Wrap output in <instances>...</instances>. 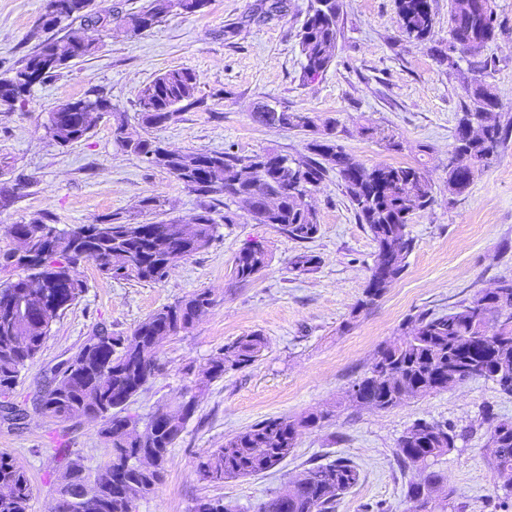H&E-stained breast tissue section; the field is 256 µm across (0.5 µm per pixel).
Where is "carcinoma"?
Returning a JSON list of instances; mask_svg holds the SVG:
<instances>
[{"label": "carcinoma", "instance_id": "cac0c4a2", "mask_svg": "<svg viewBox=\"0 0 512 512\" xmlns=\"http://www.w3.org/2000/svg\"><path fill=\"white\" fill-rule=\"evenodd\" d=\"M60 9L45 16L42 28L55 31L80 19L99 22L90 10V0H58ZM209 0H150L142 11L127 18L124 33L136 36L173 11L202 12ZM299 33L303 56V78L325 71L333 58L339 29L336 0H316ZM399 26L409 39L422 40L433 27L430 0H398ZM497 13L493 0H474L472 8H453L448 16V53L469 46L481 53L493 40ZM95 47L69 37L55 35L41 41L20 65L0 74V105H15L29 96L34 85L55 76ZM476 99L486 116L466 105L458 118L454 153L465 156L470 176L448 166V192H464L504 139L505 131L488 121L487 114L500 102L490 84L482 81L465 90ZM83 110L68 111L63 103L49 113L45 129L62 146L84 139L92 129L94 114L112 111L111 101L98 91L81 99ZM200 103L196 98V76L189 69H170L140 91V119L146 127H157L173 116ZM265 125L306 131L313 120L303 112H285L269 105L257 113ZM114 139L130 152L163 169L199 192L216 188L224 195L245 201L257 224H272L290 239L307 242L319 232L317 215L308 202L311 187L329 171L344 182L358 219L365 224L376 246L372 274L360 306L373 304L400 277L404 260L415 241L408 226L412 216L433 202L432 184L417 167L385 165L367 169L355 162L325 133L308 144L310 155L290 159L274 151L253 157L230 152H173L149 137L133 138L124 123L112 129ZM112 236H83L34 218L13 230L26 237L35 261L25 262L14 251H0V270L20 269L15 278L0 283V304L15 305L17 289L36 278L51 295L62 296L60 311L68 309L85 291L79 280L69 281L72 269L88 261L101 275L112 279L159 282L181 261L206 250L216 238L218 225L204 210L190 224L176 219L130 224L108 218ZM320 263L314 254L302 253L292 270L306 273ZM265 267V253L258 246L242 249L234 259L233 274L240 282L255 278ZM212 304L210 294L200 290L175 304L164 306L144 319L130 336H108L83 358L81 371L61 372L55 387L41 399L44 414L61 421L102 419L103 436L112 448V475L91 487L100 512H134V501L149 495L169 462L170 449L194 414V400L182 402L174 411L141 421L123 414L132 398L150 382L158 370L157 354L166 340L188 331L199 314ZM41 312L32 306L22 316L8 321L0 315V396L14 392L21 371L41 352L50 327L40 324ZM267 348L259 332L224 343L208 361L209 379L248 367ZM484 378L499 390L512 394V277L498 287L478 291L470 301L442 316L422 314L406 326L401 336L377 351L369 373L351 388V400L387 410L401 403L445 391L464 378ZM326 415L310 413L300 418L277 417L257 422L224 442L199 463V474L210 482L245 478L276 467L295 448L301 432L318 425ZM493 442L486 445L487 461L498 475L512 474V421L494 425ZM456 435L446 426L418 422L399 438L397 447L404 464L420 479L409 485L407 496L413 512H428L433 493L443 483L435 462L455 447ZM64 461L60 484L72 491L82 486L76 466L78 457L59 450ZM120 478L136 493L129 497L117 490ZM360 475L348 460L316 465L296 475L276 496L263 502L258 512H332L336 498L355 486ZM12 487L11 496H0V512H27L32 486L11 456L0 453V485Z\"/></svg>", "mask_w": 512, "mask_h": 512}]
</instances>
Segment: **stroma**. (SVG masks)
<instances>
[{
    "instance_id": "obj_1",
    "label": "stroma",
    "mask_w": 512,
    "mask_h": 512,
    "mask_svg": "<svg viewBox=\"0 0 512 512\" xmlns=\"http://www.w3.org/2000/svg\"><path fill=\"white\" fill-rule=\"evenodd\" d=\"M148 2L95 0L104 25L76 22L68 28L70 35L94 41L93 55L34 86L25 102L0 107V249L14 247L12 225L40 216L69 229L113 215L131 224L187 222L206 209L218 232L208 249L159 282L106 278L90 262L76 268L82 296L53 323L12 395L26 419L0 416V452L15 459L32 484L28 512H49L53 504L56 449L79 456L90 474L110 459L102 421L62 422L36 411L51 368L98 328L131 335L155 310L198 290L209 291L213 305L189 332L165 343L155 378L127 407L144 419L184 397L196 398L162 481L137 501L136 512H193L200 497L223 500L237 512H258L305 468L338 459L350 460L360 479L338 497L335 512H410L406 491L418 475L399 460L397 443L419 421L448 426L457 435L436 465L453 491V512H512V492L485 458V411L512 420V396L494 383L470 379L388 410L348 400L380 345L398 337L409 319L448 313L512 276V0H494L500 28L484 54L457 51L449 63L440 54L448 50L452 0H431L432 32L420 43L401 32L397 0H339L333 62L311 82L302 79L299 32L315 0H285L275 15L266 12L271 0H211L203 13L173 12L140 35L122 33L126 18ZM46 6L47 0H0V65L20 64L44 39ZM176 68L196 74L199 103L150 129V137L169 149L306 155L311 132L257 121V108L268 103L308 113L317 130L332 128L337 144L365 167L412 165L427 174L434 201L413 217L415 247L381 299L359 305L375 244L336 173L311 195L318 234L297 242L272 225L254 223L245 205L222 190L197 192L115 142L117 121L131 132L140 129L141 88ZM475 78L492 85L500 101L496 117L507 135L470 188L452 194L448 155L467 102L465 88ZM94 90L110 99L111 112L79 143L50 139L44 130L48 113ZM149 197L163 200V207L143 208ZM249 245L262 247L266 266L241 283L233 260ZM303 252L319 256L320 263L297 275L291 262ZM254 331L268 340L259 360L202 382L211 355ZM316 410L328 412V419L303 431L275 468L221 483L201 480L200 461L239 431Z\"/></svg>"
}]
</instances>
